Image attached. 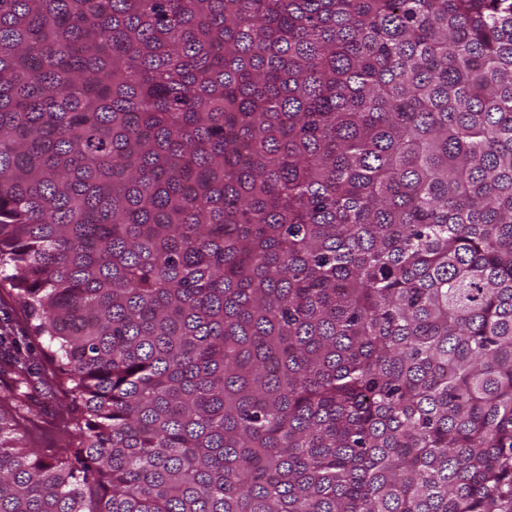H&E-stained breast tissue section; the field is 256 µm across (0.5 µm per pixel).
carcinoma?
Returning <instances> with one entry per match:
<instances>
[{"label": "carcinoma", "instance_id": "1", "mask_svg": "<svg viewBox=\"0 0 512 512\" xmlns=\"http://www.w3.org/2000/svg\"><path fill=\"white\" fill-rule=\"evenodd\" d=\"M2 281L0 512H512V0H0ZM8 290V284L0 287V297L2 298V303H0V333H3L11 324L16 328L15 336H22L20 326L25 319L24 309L15 299L12 300L8 296ZM65 403L66 400L62 388L53 385L43 389L38 410L44 420L51 421L55 415L62 412Z\"/></svg>", "mask_w": 512, "mask_h": 512}]
</instances>
